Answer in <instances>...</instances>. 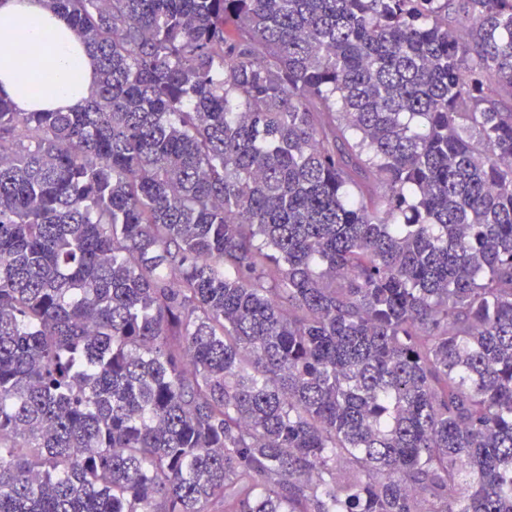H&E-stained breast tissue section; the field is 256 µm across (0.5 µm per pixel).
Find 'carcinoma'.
Here are the masks:
<instances>
[{"instance_id":"carcinoma-1","label":"carcinoma","mask_w":512,"mask_h":512,"mask_svg":"<svg viewBox=\"0 0 512 512\" xmlns=\"http://www.w3.org/2000/svg\"><path fill=\"white\" fill-rule=\"evenodd\" d=\"M0 98V512H512V0H47ZM95 91V61L61 15L44 0L0 1V97L17 112H40Z\"/></svg>"}]
</instances>
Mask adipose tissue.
<instances>
[{"label": "adipose tissue", "instance_id": "1", "mask_svg": "<svg viewBox=\"0 0 512 512\" xmlns=\"http://www.w3.org/2000/svg\"><path fill=\"white\" fill-rule=\"evenodd\" d=\"M96 91L93 57L45 0H0V97L19 112L65 110Z\"/></svg>", "mask_w": 512, "mask_h": 512}]
</instances>
